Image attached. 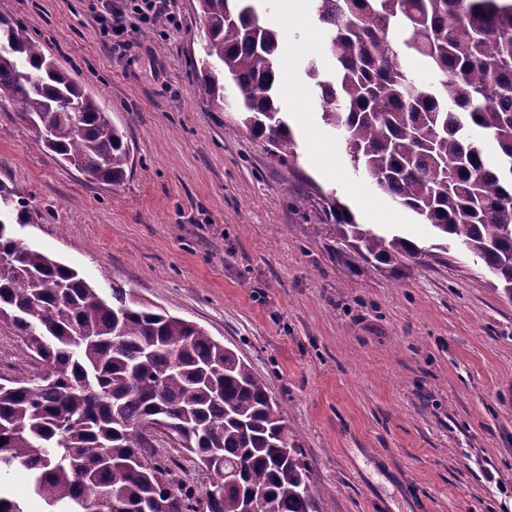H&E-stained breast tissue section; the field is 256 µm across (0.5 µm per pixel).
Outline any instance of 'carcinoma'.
<instances>
[{
	"mask_svg": "<svg viewBox=\"0 0 512 512\" xmlns=\"http://www.w3.org/2000/svg\"><path fill=\"white\" fill-rule=\"evenodd\" d=\"M204 54L229 80L244 125L283 162L296 142L283 110L280 33L255 0H197ZM333 70L307 71L322 120L358 147L350 158L393 201L459 240L512 298V0H315ZM0 91L36 142L79 172L121 183L131 165L124 129L95 95L55 67L22 23L0 18ZM411 54L430 79L403 67ZM200 87L224 96L204 65ZM17 224L41 219L0 182ZM333 254L398 274L425 249L359 224L326 197ZM0 324L40 365L0 382V475L22 466L43 512H321L300 438L264 377L203 328L110 293L19 241L0 224ZM164 436L198 467L241 468L203 489L177 480L155 441ZM0 512H26L0 486Z\"/></svg>",
	"mask_w": 512,
	"mask_h": 512,
	"instance_id": "carcinoma-1",
	"label": "carcinoma"
}]
</instances>
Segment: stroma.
Listing matches in <instances>:
<instances>
[{
    "instance_id": "1",
    "label": "stroma",
    "mask_w": 512,
    "mask_h": 512,
    "mask_svg": "<svg viewBox=\"0 0 512 512\" xmlns=\"http://www.w3.org/2000/svg\"><path fill=\"white\" fill-rule=\"evenodd\" d=\"M0 0L46 56L125 129L131 166L117 186L89 180L35 143L0 96V182L42 220L16 237L102 290L134 289L193 321L263 375L299 435L323 512H512V300L459 242L392 208L354 172L305 75L326 60L313 0H270L297 143L288 163L206 96L197 0H167L142 23L129 0ZM428 251L399 275L355 273L332 252L322 200Z\"/></svg>"
}]
</instances>
